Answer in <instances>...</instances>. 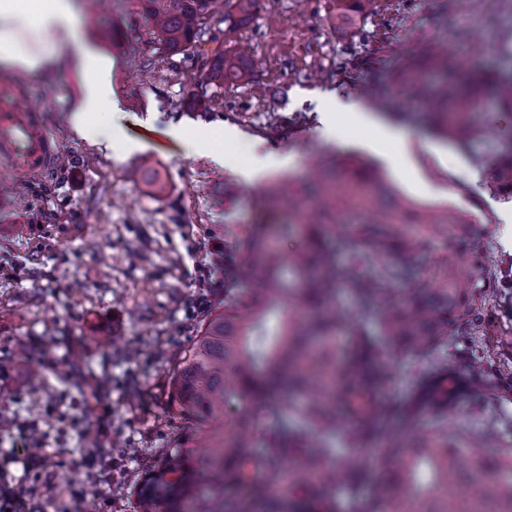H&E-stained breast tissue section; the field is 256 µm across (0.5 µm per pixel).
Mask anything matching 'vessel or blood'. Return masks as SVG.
<instances>
[{
    "label": "vessel or blood",
    "mask_w": 512,
    "mask_h": 512,
    "mask_svg": "<svg viewBox=\"0 0 512 512\" xmlns=\"http://www.w3.org/2000/svg\"><path fill=\"white\" fill-rule=\"evenodd\" d=\"M18 81L0 79V157L20 163L32 175L48 171L58 156L53 134L36 112L23 109Z\"/></svg>",
    "instance_id": "b4317fda"
}]
</instances>
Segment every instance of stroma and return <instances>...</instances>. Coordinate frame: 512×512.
Masks as SVG:
<instances>
[{
    "label": "stroma",
    "mask_w": 512,
    "mask_h": 512,
    "mask_svg": "<svg viewBox=\"0 0 512 512\" xmlns=\"http://www.w3.org/2000/svg\"><path fill=\"white\" fill-rule=\"evenodd\" d=\"M447 0H377L371 15L336 22L337 0H257L251 19L228 34L231 47L256 62L250 76L225 89L210 110L187 95L199 72L181 57L141 63L137 0H109L112 25L103 41L91 14L85 40L115 62L117 112L101 123L138 149L117 160L107 144L71 128L80 77L23 76L22 91L55 135L62 163L42 176L0 162V182L14 186L0 211V476L25 512H142L133 493L180 424L168 417L171 353L192 346L210 304L224 295V248L245 227L264 221L260 199L273 182L303 187L313 167L333 158L374 163L409 204L472 224L503 269L512 268V201L484 184L490 146L512 139V112L483 91L469 149L407 124L404 140L383 134L388 112L424 113L399 73L412 64L426 83L440 82L425 55L447 41L468 55L462 71L477 77L505 65L500 37L512 32V0H486L480 16ZM387 89V109L367 92ZM334 94L348 111L325 123L316 99ZM184 123L233 129L238 138L204 141L185 154L171 135ZM287 159L246 178L254 153ZM158 173L151 193L142 172ZM418 355L389 357L384 395L402 420ZM494 428L488 457L512 448V394L487 398L483 385L462 399L448 424L471 439ZM40 448L45 466L25 471L21 449Z\"/></svg>",
    "instance_id": "35a3bbf8"
}]
</instances>
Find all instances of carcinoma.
<instances>
[{
  "label": "carcinoma",
  "instance_id": "obj_1",
  "mask_svg": "<svg viewBox=\"0 0 512 512\" xmlns=\"http://www.w3.org/2000/svg\"><path fill=\"white\" fill-rule=\"evenodd\" d=\"M145 50L184 55L201 74L190 89L192 101L210 108L216 93L250 74L245 56L224 48V29L234 31L251 17L256 0H139ZM216 44L208 49L206 45ZM482 83L499 91L512 112V70L489 72ZM436 112L434 130L463 140L468 117L478 103L475 86L462 88L452 77L437 90L426 88ZM489 178L494 192L512 199V140L491 147ZM351 175L336 181L327 166L315 170L305 193L279 182L263 205L277 210L284 198L308 200L319 218L304 225L308 245L288 255L276 247L291 224H251L224 253V300L210 306L194 344L173 360L170 407L191 422L201 451L193 476L177 483L169 471L183 466L180 435L158 453L141 481L142 512H336L335 499L320 497L312 507L302 486H342L356 496L358 472L346 465L322 467L310 451L312 435L342 433L360 445L386 433L388 405L383 390L392 377L388 353L408 347L421 356L406 420L429 411L444 418L478 379L487 391L512 390V372L488 355L482 332L491 303L501 304L508 277L491 262L489 248L467 241L471 225L448 215L419 221L399 205L383 202L381 175L363 161L350 163ZM358 210L369 218L344 225L336 248L327 244L337 209ZM448 238L466 259L469 274L457 272V259L424 264L435 239ZM347 288L354 310L340 314L336 292ZM450 344H463L480 364L461 374ZM301 425H288V414ZM272 422L255 451L261 419ZM397 452L400 462L381 479L371 509L354 512H407L415 501L421 512H512V451L497 459L477 458L467 468L460 447L439 432L417 433L411 444L391 440L383 457ZM290 463L304 484L275 494L278 469ZM251 489L234 499L224 485Z\"/></svg>",
  "mask_w": 512,
  "mask_h": 512
}]
</instances>
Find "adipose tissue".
Returning <instances> with one entry per match:
<instances>
[{
	"label": "adipose tissue",
	"mask_w": 512,
	"mask_h": 512,
	"mask_svg": "<svg viewBox=\"0 0 512 512\" xmlns=\"http://www.w3.org/2000/svg\"><path fill=\"white\" fill-rule=\"evenodd\" d=\"M77 22L72 0H0V73L48 77L64 59H75L85 82L73 109V130L84 140L108 143L111 132L93 116L118 106L108 78L113 63L83 42Z\"/></svg>",
	"instance_id": "adipose-tissue-1"
}]
</instances>
